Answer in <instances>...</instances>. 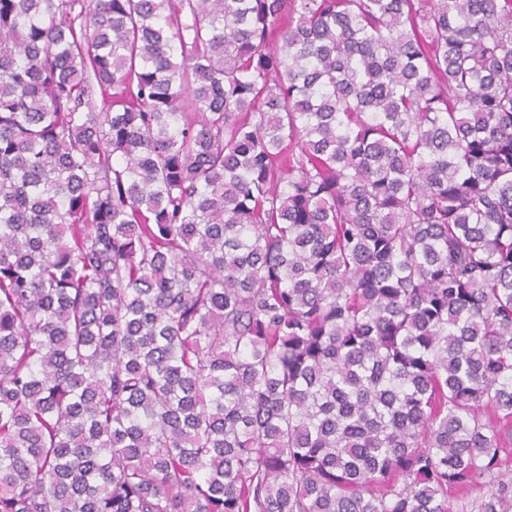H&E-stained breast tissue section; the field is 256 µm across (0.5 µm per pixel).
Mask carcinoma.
Instances as JSON below:
<instances>
[{"mask_svg":"<svg viewBox=\"0 0 512 512\" xmlns=\"http://www.w3.org/2000/svg\"><path fill=\"white\" fill-rule=\"evenodd\" d=\"M507 423L512 0H0V512H512Z\"/></svg>","mask_w":512,"mask_h":512,"instance_id":"obj_1","label":"carcinoma"}]
</instances>
